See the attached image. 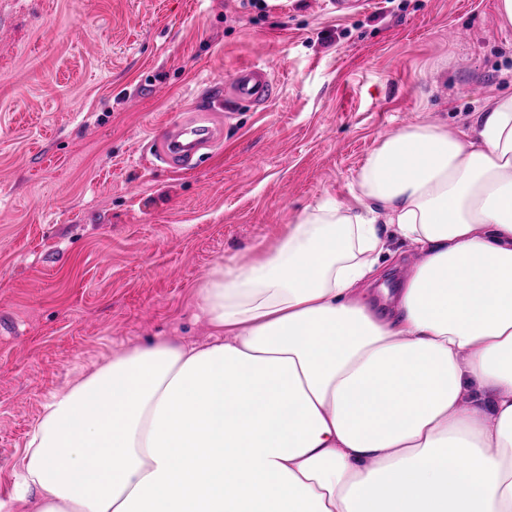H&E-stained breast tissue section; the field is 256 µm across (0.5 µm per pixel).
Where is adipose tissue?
<instances>
[{
	"label": "adipose tissue",
	"mask_w": 512,
	"mask_h": 512,
	"mask_svg": "<svg viewBox=\"0 0 512 512\" xmlns=\"http://www.w3.org/2000/svg\"><path fill=\"white\" fill-rule=\"evenodd\" d=\"M358 186L213 268L212 341L53 395L18 465L37 512H512V93L397 128ZM387 225L420 259L383 314Z\"/></svg>",
	"instance_id": "1"
}]
</instances>
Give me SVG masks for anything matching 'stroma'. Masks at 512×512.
<instances>
[{
  "label": "stroma",
  "instance_id": "stroma-1",
  "mask_svg": "<svg viewBox=\"0 0 512 512\" xmlns=\"http://www.w3.org/2000/svg\"><path fill=\"white\" fill-rule=\"evenodd\" d=\"M495 4L0 0V499L56 392L136 346L207 342L197 287L217 264L261 255L324 198L353 205L398 127L465 128L512 91ZM253 62L278 95L220 102L212 157L158 166L154 136ZM388 247L378 307L418 259L397 234Z\"/></svg>",
  "mask_w": 512,
  "mask_h": 512
}]
</instances>
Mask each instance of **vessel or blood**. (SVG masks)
I'll return each mask as SVG.
<instances>
[{"instance_id": "obj_1", "label": "vessel or blood", "mask_w": 512, "mask_h": 512, "mask_svg": "<svg viewBox=\"0 0 512 512\" xmlns=\"http://www.w3.org/2000/svg\"><path fill=\"white\" fill-rule=\"evenodd\" d=\"M224 85L238 102H266L277 92L274 76L259 63L236 67L226 77ZM213 117L212 109L199 107L193 117L171 123L153 140L154 160L174 171L196 169L201 160V149L210 147L222 137L221 128L212 123Z\"/></svg>"}]
</instances>
